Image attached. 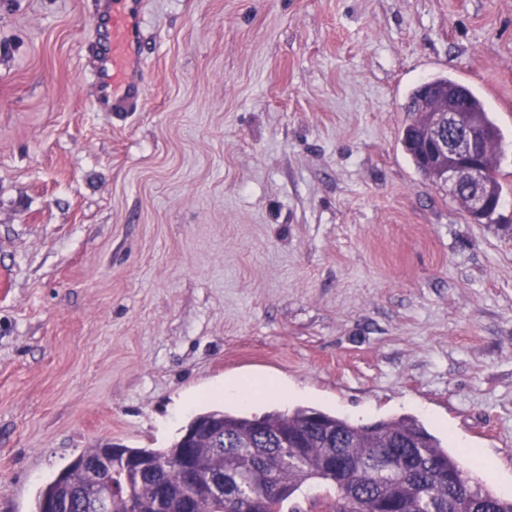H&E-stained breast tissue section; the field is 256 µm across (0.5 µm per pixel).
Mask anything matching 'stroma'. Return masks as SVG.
Segmentation results:
<instances>
[{
	"label": "stroma",
	"mask_w": 512,
	"mask_h": 512,
	"mask_svg": "<svg viewBox=\"0 0 512 512\" xmlns=\"http://www.w3.org/2000/svg\"><path fill=\"white\" fill-rule=\"evenodd\" d=\"M104 8L0 0V512L243 376L512 485V0H143L135 112L96 108ZM436 75L504 135L492 222L403 151Z\"/></svg>",
	"instance_id": "1"
}]
</instances>
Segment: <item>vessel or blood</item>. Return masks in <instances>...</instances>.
Here are the masks:
<instances>
[{
  "instance_id": "obj_1",
  "label": "vessel or blood",
  "mask_w": 512,
  "mask_h": 512,
  "mask_svg": "<svg viewBox=\"0 0 512 512\" xmlns=\"http://www.w3.org/2000/svg\"><path fill=\"white\" fill-rule=\"evenodd\" d=\"M107 32L109 51L97 70L101 99L111 102L113 111H137L145 101L139 79L143 58L140 0H112Z\"/></svg>"
}]
</instances>
